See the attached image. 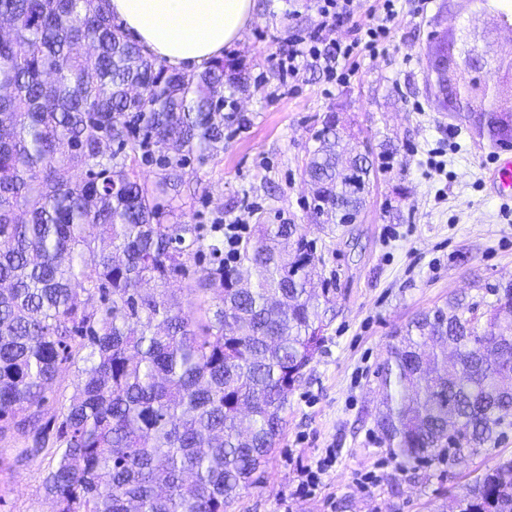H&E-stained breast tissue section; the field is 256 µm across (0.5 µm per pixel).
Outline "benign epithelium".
<instances>
[{"label": "benign epithelium", "mask_w": 512, "mask_h": 512, "mask_svg": "<svg viewBox=\"0 0 512 512\" xmlns=\"http://www.w3.org/2000/svg\"><path fill=\"white\" fill-rule=\"evenodd\" d=\"M500 27L499 20L491 18L482 26L454 30L448 54L433 58L430 71L443 78L450 103L459 105L463 91L475 84L483 86L484 95L491 98L500 82L512 79V58L499 52L494 37Z\"/></svg>", "instance_id": "benign-epithelium-1"}]
</instances>
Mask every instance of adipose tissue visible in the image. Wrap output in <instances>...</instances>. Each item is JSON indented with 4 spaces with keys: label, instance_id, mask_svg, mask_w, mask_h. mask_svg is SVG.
Wrapping results in <instances>:
<instances>
[{
    "label": "adipose tissue",
    "instance_id": "adipose-tissue-1",
    "mask_svg": "<svg viewBox=\"0 0 512 512\" xmlns=\"http://www.w3.org/2000/svg\"><path fill=\"white\" fill-rule=\"evenodd\" d=\"M111 8L131 39L180 69L221 55L252 20V0H111Z\"/></svg>",
    "mask_w": 512,
    "mask_h": 512
}]
</instances>
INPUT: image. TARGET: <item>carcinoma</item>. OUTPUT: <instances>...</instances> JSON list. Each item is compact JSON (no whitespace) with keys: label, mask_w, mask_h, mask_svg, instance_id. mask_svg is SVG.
I'll use <instances>...</instances> for the list:
<instances>
[{"label":"carcinoma","mask_w":512,"mask_h":512,"mask_svg":"<svg viewBox=\"0 0 512 512\" xmlns=\"http://www.w3.org/2000/svg\"><path fill=\"white\" fill-rule=\"evenodd\" d=\"M2 26L0 434L46 462L53 512H226L276 448L332 321L299 225L257 222L226 265L224 217L208 232L184 220V169L224 149L245 70L222 57L164 64L109 0H0ZM478 119L491 142L512 140V116ZM315 141L303 170L314 219L355 224L375 161L346 153L332 114ZM488 288L477 326L479 303L452 297L389 348L376 426L393 458L472 455L512 426V279ZM445 508L512 512V459Z\"/></svg>","instance_id":"carcinoma-1"}]
</instances>
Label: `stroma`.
<instances>
[{
  "label": "stroma",
  "mask_w": 512,
  "mask_h": 512,
  "mask_svg": "<svg viewBox=\"0 0 512 512\" xmlns=\"http://www.w3.org/2000/svg\"><path fill=\"white\" fill-rule=\"evenodd\" d=\"M254 14L224 55L242 61L265 89L240 95L244 122L229 121L214 165L188 168L184 209L193 222L216 211L253 226L284 218L300 225L336 281L335 317L320 352L288 398L279 443L255 481L228 512H436L476 474L512 459V428L464 465L448 461L397 465L376 422V372L397 330L455 295L480 300L474 281L512 278V196L490 183L499 151L477 120L453 117L435 87L429 60L437 43L480 14L507 12L512 0H435L416 20L400 15L386 54L362 59L350 82L330 89L315 64L296 88L279 87L272 43L320 22L313 0H253ZM372 146L388 144L391 167L378 170L358 223L315 224L303 166L326 115ZM446 166H426L429 150ZM23 443L0 437V512H51L40 464L20 460ZM336 460L314 496L295 495L298 469L324 449Z\"/></svg>",
  "instance_id": "stroma-1"
}]
</instances>
